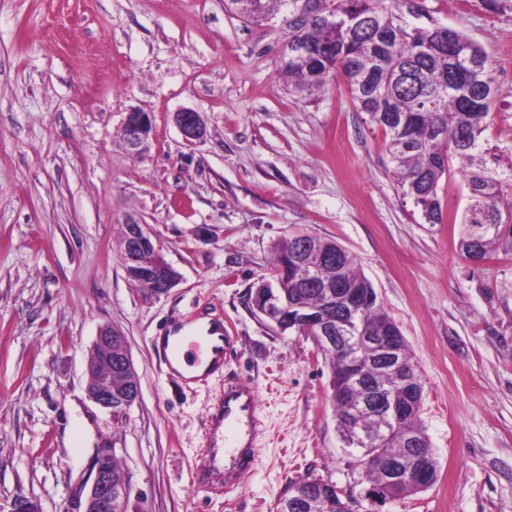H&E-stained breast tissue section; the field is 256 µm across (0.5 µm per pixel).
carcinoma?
<instances>
[{"instance_id":"cac0c4a2","label":"carcinoma","mask_w":512,"mask_h":512,"mask_svg":"<svg viewBox=\"0 0 512 512\" xmlns=\"http://www.w3.org/2000/svg\"><path fill=\"white\" fill-rule=\"evenodd\" d=\"M227 8L249 22L279 20L288 29L278 72L288 88L302 96L321 91L330 79L348 85L355 109L382 130L386 151L402 194L412 199L425 224L460 223L458 242L464 258H486L499 241L512 203L502 197L501 180L480 155V139L487 127L494 98L485 88L494 85L487 55L462 33L450 29L410 28L385 0H227ZM461 171L467 205L461 214H447L440 195L441 181ZM310 251L301 257L305 270L317 275L303 282L285 283L282 302L297 297L314 308L324 305L319 282H336V267L319 266L316 252H334L336 242L303 234ZM296 249L288 240L275 249L270 271L275 274ZM341 277L352 286L366 277L352 256L341 253ZM389 319L374 300L361 324L370 329ZM364 360L367 379L385 389L389 379Z\"/></svg>"}]
</instances>
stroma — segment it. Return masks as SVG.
Returning <instances> with one entry per match:
<instances>
[{"instance_id":"obj_1","label":"stroma","mask_w":512,"mask_h":512,"mask_svg":"<svg viewBox=\"0 0 512 512\" xmlns=\"http://www.w3.org/2000/svg\"><path fill=\"white\" fill-rule=\"evenodd\" d=\"M406 24L454 29L487 54L496 98L482 148L512 198V0H387ZM279 23L224 0H0V512H83L97 449L113 448L127 512H277L291 483L366 486L311 337L251 297L275 247L335 240L373 284L425 380L420 418L439 460L429 489L382 512H512V242L473 264L459 224H425L394 179L383 133L347 85L288 93ZM200 112L186 142L173 121ZM149 149L129 153V112ZM145 225L179 280L149 295L119 245ZM224 315L227 373L254 383L266 430L241 488L207 502L189 467L222 382L188 390L153 343L195 303ZM125 335L140 397L94 404L85 368L100 326ZM175 123L188 142L201 138L205 133L204 120L200 112L189 109L177 112ZM152 121L146 112H130L126 118L123 136L126 146L135 154L147 150Z\"/></svg>"}]
</instances>
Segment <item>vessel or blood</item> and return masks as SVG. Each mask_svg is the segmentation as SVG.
<instances>
[{"label": "vessel or blood", "mask_w": 512, "mask_h": 512, "mask_svg": "<svg viewBox=\"0 0 512 512\" xmlns=\"http://www.w3.org/2000/svg\"><path fill=\"white\" fill-rule=\"evenodd\" d=\"M185 323L193 328L190 337L162 340L160 350L168 370H175L180 360L200 366V373L192 381L203 385L224 370L229 353L224 324L214 318L208 306L189 312ZM259 431L253 389L239 381L226 384L212 400L203 444L190 468L196 490L219 498L238 489L241 478L254 468L253 443Z\"/></svg>", "instance_id": "vessel-or-blood-1"}]
</instances>
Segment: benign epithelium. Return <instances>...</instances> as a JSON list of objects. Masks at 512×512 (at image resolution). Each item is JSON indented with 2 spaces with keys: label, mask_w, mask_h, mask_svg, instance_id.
<instances>
[{
  "label": "benign epithelium",
  "mask_w": 512,
  "mask_h": 512,
  "mask_svg": "<svg viewBox=\"0 0 512 512\" xmlns=\"http://www.w3.org/2000/svg\"><path fill=\"white\" fill-rule=\"evenodd\" d=\"M175 123L180 132L191 142L205 133L201 113L182 110L175 114ZM152 130L148 113L135 111L128 114L123 136L126 146L135 154L147 150ZM121 257L126 275L132 281L152 279L158 288L157 295L167 294L176 281L175 271L164 261L155 242L145 226L138 223L124 225ZM283 282L267 281L256 289L259 300L256 311L272 320L281 330L291 327L306 331L320 347H335L345 354V359L336 361L335 384L332 397L339 399L351 386L365 393H372L365 383L361 362L354 356L358 348L368 347L378 362L390 374L395 386L385 398L372 405V427L360 425L351 412L348 419L349 434L343 436L346 446L359 452L358 463L363 473L377 467L381 470L383 482L371 483L362 500L356 501L360 512L378 507L390 501V491L397 485L410 483L416 492L430 488L437 479L438 463L432 453L425 451L407 452L391 458H380L376 448L386 439L397 435L404 447L417 445V440L404 433L401 422L412 415L423 397V382L416 364L401 355L404 336L394 323H387L372 333H365L353 324V318L360 315L373 301L370 289L341 287L336 279V288L330 296L344 305L341 318L332 319L322 310L309 308L294 301L281 304L279 290ZM122 333L112 327L99 329L93 342L87 362L86 391L88 397L108 411L116 407L126 408L136 402L140 395L137 374L132 368V358L127 343L117 341ZM120 375L126 380L125 390L112 393V376ZM112 454L109 448L97 450L93 460L94 477L87 493L84 512H112ZM302 492L292 502L294 509L305 512H320V507H330V501L323 496L328 482L320 478L306 477L299 480Z\"/></svg>",
  "instance_id": "obj_1"
}]
</instances>
